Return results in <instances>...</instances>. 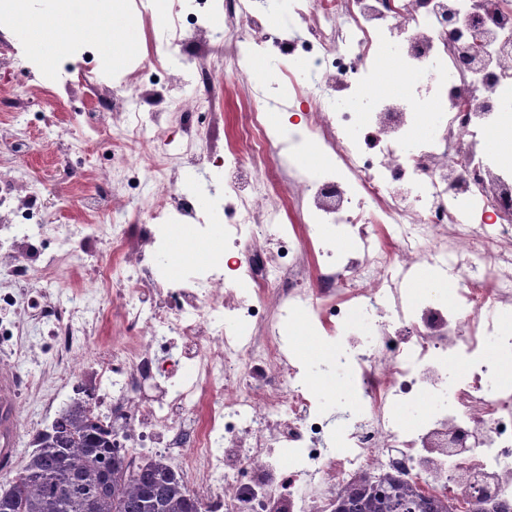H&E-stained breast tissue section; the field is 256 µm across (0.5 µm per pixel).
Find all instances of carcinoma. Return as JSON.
<instances>
[{"label": "carcinoma", "mask_w": 512, "mask_h": 512, "mask_svg": "<svg viewBox=\"0 0 512 512\" xmlns=\"http://www.w3.org/2000/svg\"><path fill=\"white\" fill-rule=\"evenodd\" d=\"M0 512H201L171 466L112 443L88 406L74 398L37 432ZM337 512H456V500L420 492L397 476L360 475L342 486Z\"/></svg>", "instance_id": "obj_1"}]
</instances>
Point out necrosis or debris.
I'll return each instance as SVG.
<instances>
[{
	"instance_id": "obj_1",
	"label": "necrosis or debris",
	"mask_w": 512,
	"mask_h": 512,
	"mask_svg": "<svg viewBox=\"0 0 512 512\" xmlns=\"http://www.w3.org/2000/svg\"><path fill=\"white\" fill-rule=\"evenodd\" d=\"M157 20L203 32L224 20L225 68L245 72L254 55L266 80L228 145L225 197L238 220L199 221L178 184L177 155L158 152L142 117L111 85L101 62H86L80 82L94 96L98 136L131 147L125 166L100 174L98 206L115 224H83L82 250L101 243L112 260L74 289L60 268L72 251L31 261V240L55 230L41 191L15 168H0V307L27 304L52 336L61 366L85 376L89 407L119 445L151 448L197 495L205 512H274L269 477L280 473L292 512H325L348 477L406 471L460 499L512 493V162L490 145L512 120V0H458L462 15L496 34L491 60L460 57L443 20L447 0H289L268 11L261 0H192ZM402 52L396 96L372 91L384 49ZM308 105L300 133L282 139L276 111ZM309 149L326 164L305 174ZM146 172L148 224L129 223L128 204L111 187ZM299 210L304 240L285 224ZM188 238L215 254L243 240L249 288H225L219 267L180 279L156 256ZM438 287L418 304L401 284L419 264ZM56 282L57 294L22 293ZM372 318L355 340L348 315ZM342 343L333 359L354 396L346 423L332 427L288 356L295 316ZM497 339L499 358L483 340ZM195 376L180 374L184 364ZM160 387L146 399L145 381ZM429 406L405 424L398 407ZM339 437L343 453L326 441ZM297 448L299 463L277 467L273 451ZM248 479H240V470Z\"/></svg>"
}]
</instances>
